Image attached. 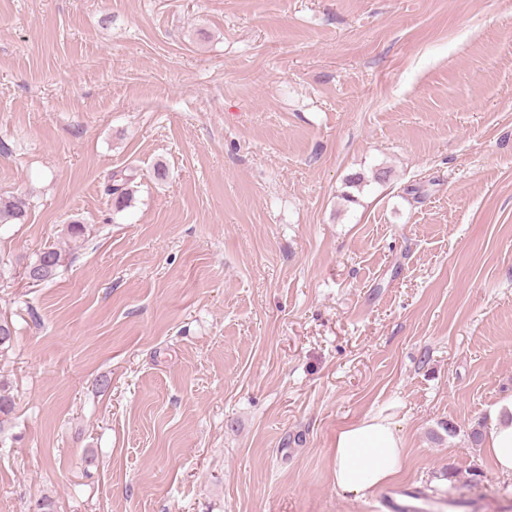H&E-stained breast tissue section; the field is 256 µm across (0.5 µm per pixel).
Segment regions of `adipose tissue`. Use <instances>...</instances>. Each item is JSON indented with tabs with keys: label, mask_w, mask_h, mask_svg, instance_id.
<instances>
[{
	"label": "adipose tissue",
	"mask_w": 512,
	"mask_h": 512,
	"mask_svg": "<svg viewBox=\"0 0 512 512\" xmlns=\"http://www.w3.org/2000/svg\"><path fill=\"white\" fill-rule=\"evenodd\" d=\"M485 446L497 471L512 476V395L489 415ZM406 441L399 426L386 417L365 416L336 434L331 476L337 490L361 498L399 474Z\"/></svg>",
	"instance_id": "obj_1"
}]
</instances>
